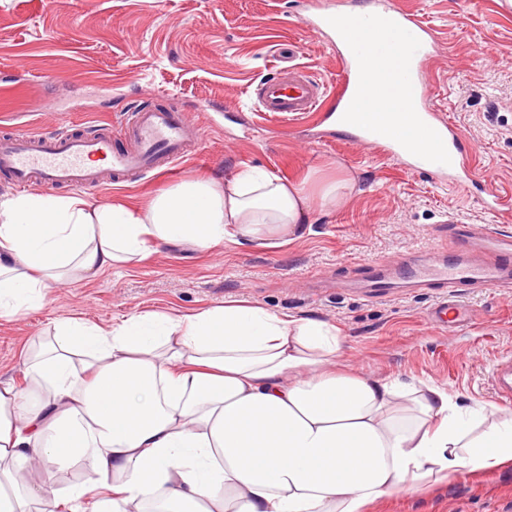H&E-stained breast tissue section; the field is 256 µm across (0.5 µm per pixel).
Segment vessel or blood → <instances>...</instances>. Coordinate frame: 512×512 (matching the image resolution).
I'll return each mask as SVG.
<instances>
[{"label": "vessel or blood", "instance_id": "obj_1", "mask_svg": "<svg viewBox=\"0 0 512 512\" xmlns=\"http://www.w3.org/2000/svg\"><path fill=\"white\" fill-rule=\"evenodd\" d=\"M304 22L330 40L342 35L349 40V52L338 55L336 100L340 103L356 90V63L383 61L390 49L398 51L390 92L416 105L415 124L426 146L417 153H407L405 141L386 113L371 120L355 118L354 134L360 143L438 181L451 185L472 181L475 160L462 149L457 129L441 113L426 106L432 95L428 67L438 44L432 27L394 0H369L367 5L343 9L335 7L332 0H307ZM250 95L262 116L276 123L313 119L321 136L340 132L343 119L339 113L321 109L327 95L325 86L299 65H289L260 81L251 87ZM129 137L130 145L116 146V136L108 124L93 136L66 130L51 135L27 132L4 136L0 138V172L22 189L44 183L88 190L109 177L130 181L174 166L191 148L201 147L203 130L181 113L155 108L139 112ZM451 232L457 241L453 253L445 258L434 256L405 263L398 275L414 287L438 289L432 317L442 324L468 320L469 313L459 302L465 289L512 287V236L492 225L461 221L452 226ZM395 278L379 269H369L364 282L366 295H390ZM489 379L500 401L512 405V357L495 364Z\"/></svg>", "mask_w": 512, "mask_h": 512}]
</instances>
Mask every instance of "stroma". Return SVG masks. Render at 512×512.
<instances>
[{"mask_svg": "<svg viewBox=\"0 0 512 512\" xmlns=\"http://www.w3.org/2000/svg\"><path fill=\"white\" fill-rule=\"evenodd\" d=\"M304 0H0V135L86 134L132 121L140 108L199 120L202 151L175 170L88 190L99 202L143 204L198 176L258 168L287 179L341 181L333 206L315 209L302 237L279 247L201 252L161 245L145 260L50 288L43 307L0 319V379L21 380L50 322L101 325L147 311L186 314L233 299L316 317L341 330L340 370L433 379L466 401L492 402L488 372L512 356V292L463 295L464 326L431 322L433 294L403 288L374 300L366 264L398 265L447 247L442 215L494 223L478 187L448 186L380 151L295 128L264 132L250 84L272 76L289 47L294 63L334 89L336 47L301 21ZM449 36L431 63L430 105L465 136L477 171L504 197L512 235V7L504 0H396ZM371 512H512V468L422 494L400 493Z\"/></svg>", "mask_w": 512, "mask_h": 512, "instance_id": "obj_1", "label": "stroma"}]
</instances>
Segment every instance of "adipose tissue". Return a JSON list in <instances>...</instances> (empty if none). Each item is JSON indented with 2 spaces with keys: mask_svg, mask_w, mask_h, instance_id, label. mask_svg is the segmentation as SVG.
I'll return each instance as SVG.
<instances>
[{
  "mask_svg": "<svg viewBox=\"0 0 512 512\" xmlns=\"http://www.w3.org/2000/svg\"><path fill=\"white\" fill-rule=\"evenodd\" d=\"M354 112L388 108L382 71L357 74ZM318 187L262 171L190 179L128 208L77 195H0V318L188 241L288 243ZM336 325L231 301L189 314L53 323L25 388L0 380V512H56L29 475L84 464L89 512H368L463 475L512 467V413L446 385L342 372Z\"/></svg>",
  "mask_w": 512,
  "mask_h": 512,
  "instance_id": "1",
  "label": "adipose tissue"
}]
</instances>
